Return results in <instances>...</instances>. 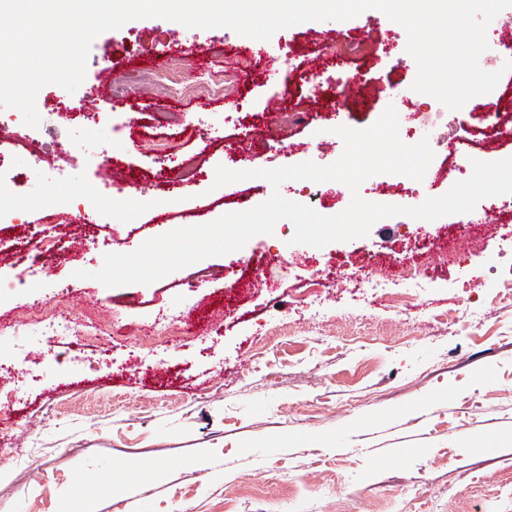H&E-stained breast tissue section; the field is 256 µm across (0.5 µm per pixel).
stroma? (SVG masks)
<instances>
[{
	"label": "stroma",
	"mask_w": 512,
	"mask_h": 512,
	"mask_svg": "<svg viewBox=\"0 0 512 512\" xmlns=\"http://www.w3.org/2000/svg\"><path fill=\"white\" fill-rule=\"evenodd\" d=\"M344 27L369 31L368 52L331 68L414 82L403 27L377 9ZM321 29L304 22L263 41L129 21L93 40L71 95L94 101L95 119L73 129L57 111L64 89L48 85L32 143L0 146L18 217L0 223V279L10 283L0 291V512H512V223L496 221L500 198L479 202V224L399 215L320 249L292 244L293 223L280 221L149 285L73 276L275 190L261 178L215 187L217 166L266 169L277 151L287 166L328 165L344 150L336 127L376 123L387 105L370 92L341 110L335 85L310 92ZM197 49L217 70L237 51L260 68L292 50L301 66L287 84L239 87L236 103L170 101L153 81L116 101L94 78L111 61L131 69L175 51L193 81ZM275 96L307 121L280 125L266 109ZM136 134L173 148L141 151ZM63 140L75 163L32 168ZM101 146L114 170L107 184L94 177ZM137 186L146 198L129 199ZM277 190L315 209L336 197L338 213L351 195L333 181ZM450 234L463 240L451 265L436 252ZM46 235L83 246L49 253ZM413 260L415 278L388 283L403 304L350 280L363 266ZM47 310L60 324L50 339L38 324ZM95 325L103 336L72 360L73 342Z\"/></svg>",
	"instance_id": "stroma-1"
}]
</instances>
